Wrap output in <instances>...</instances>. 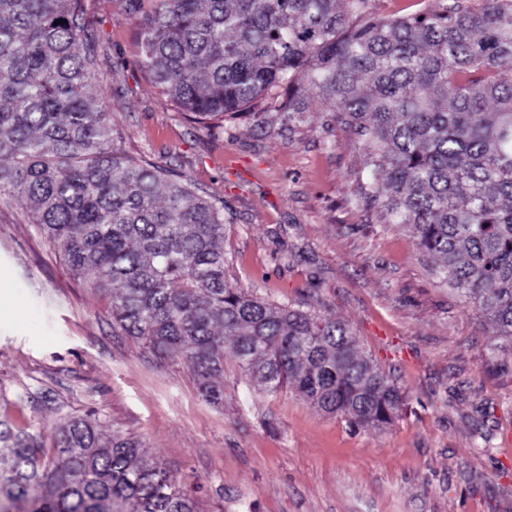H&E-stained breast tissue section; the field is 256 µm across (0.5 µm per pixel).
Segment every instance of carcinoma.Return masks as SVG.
<instances>
[{
    "mask_svg": "<svg viewBox=\"0 0 512 512\" xmlns=\"http://www.w3.org/2000/svg\"><path fill=\"white\" fill-rule=\"evenodd\" d=\"M150 84L206 128L272 93L318 109L365 151L360 199L413 228L432 271L512 338V0L373 17L367 0H123ZM66 23H61V20ZM85 0H0V195L22 202L127 335L224 398V355L351 428L406 396L347 325L225 276L224 202L128 157L102 96ZM0 431V512H199L193 496L92 416Z\"/></svg>",
    "mask_w": 512,
    "mask_h": 512,
    "instance_id": "1",
    "label": "carcinoma"
}]
</instances>
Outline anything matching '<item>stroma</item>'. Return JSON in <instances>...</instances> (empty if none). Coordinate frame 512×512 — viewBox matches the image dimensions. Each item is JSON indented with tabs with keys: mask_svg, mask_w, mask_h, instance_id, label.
<instances>
[{
	"mask_svg": "<svg viewBox=\"0 0 512 512\" xmlns=\"http://www.w3.org/2000/svg\"><path fill=\"white\" fill-rule=\"evenodd\" d=\"M123 149L224 202L226 276L280 306L344 321L406 394L381 429L355 430L292 388L266 392L233 356L224 400L112 322L22 203L0 197V423L41 432L96 415L165 467L198 476L202 512H512V351L432 275L410 228L352 205L365 165L330 113L285 122L276 103L224 127L186 120L138 64L121 0H87Z\"/></svg>",
	"mask_w": 512,
	"mask_h": 512,
	"instance_id": "stroma-1",
	"label": "stroma"
}]
</instances>
